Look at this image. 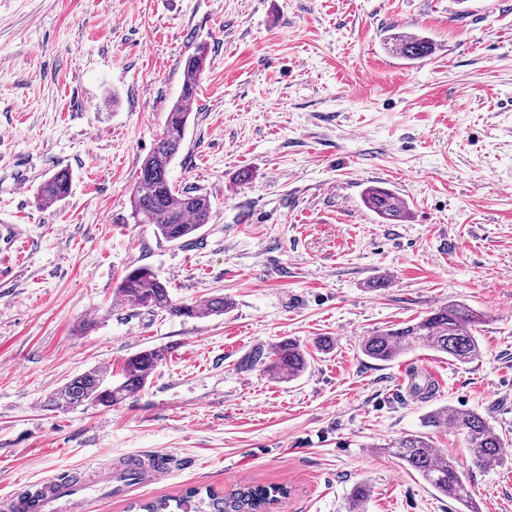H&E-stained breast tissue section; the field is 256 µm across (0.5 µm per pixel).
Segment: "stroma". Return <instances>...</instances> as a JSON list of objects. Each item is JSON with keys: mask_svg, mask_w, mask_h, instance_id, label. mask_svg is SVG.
Returning a JSON list of instances; mask_svg holds the SVG:
<instances>
[{"mask_svg": "<svg viewBox=\"0 0 512 512\" xmlns=\"http://www.w3.org/2000/svg\"><path fill=\"white\" fill-rule=\"evenodd\" d=\"M399 32L435 54L400 58L386 42ZM200 47L170 177L208 195L213 218L174 244L133 223L129 197ZM61 168L72 191L43 208L38 187ZM369 185L403 198L407 220L379 222ZM138 266L174 301L232 306L134 308L117 288ZM451 301L484 315L478 360L362 354L363 336ZM287 338L310 354L302 376L241 369ZM157 347L168 358L122 403L48 407L74 376L120 381ZM416 370L432 398L414 395ZM439 406L488 414L502 465L470 470L453 431L431 443L468 471L481 512H512V0H0V501L95 460L164 454L170 476L96 512L248 484L287 488L274 512H346L361 481L367 512H455L385 451Z\"/></svg>", "mask_w": 512, "mask_h": 512, "instance_id": "obj_1", "label": "stroma"}]
</instances>
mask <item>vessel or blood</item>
<instances>
[{"label": "vessel or blood", "mask_w": 512, "mask_h": 512, "mask_svg": "<svg viewBox=\"0 0 512 512\" xmlns=\"http://www.w3.org/2000/svg\"><path fill=\"white\" fill-rule=\"evenodd\" d=\"M169 463V458L162 455L130 459V467L138 473V480L133 484L122 481L120 473L109 467L95 468L85 477L56 473L14 494L9 509L10 512H91L95 504L113 494H127L166 477Z\"/></svg>", "instance_id": "1"}]
</instances>
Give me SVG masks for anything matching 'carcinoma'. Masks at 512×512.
<instances>
[{
    "label": "carcinoma",
    "mask_w": 512,
    "mask_h": 512,
    "mask_svg": "<svg viewBox=\"0 0 512 512\" xmlns=\"http://www.w3.org/2000/svg\"><path fill=\"white\" fill-rule=\"evenodd\" d=\"M390 49L401 58L416 62L431 56L435 46L419 34L393 33L388 37ZM206 53L200 49L184 63V82L180 97L169 109L163 134L140 166V176L129 198L130 215L137 224H152L157 234L170 243L190 240L204 225L210 223L213 205L209 196L190 189L178 190L169 180L170 166L181 149L189 126L190 103L194 100L197 82L205 69ZM71 175L61 168L50 175L38 188L42 205L53 206L70 193ZM363 205L385 224H397L407 215V207L396 192L379 186L363 190ZM121 299L131 306L151 311H164L177 318H202L222 314L230 308L228 299L210 296L202 302H175L167 285L145 266L129 271L118 288ZM483 315L462 304L448 303L416 322L398 329L377 330L362 338V353L375 361L391 362L406 346L421 343L428 349L444 354L460 364H469L482 355L476 336ZM168 354L164 349H145L127 359L123 379L114 384L109 371L96 367L73 377L49 399L56 409L84 405L112 406L145 387L151 371ZM309 364L304 350L294 341L282 340L268 351H257L250 366L262 367L272 379L294 380ZM412 391L422 399L433 397L435 384L426 375L415 374ZM424 427L431 430H453L464 436L471 466L490 469L503 462L504 440L490 424L488 416L477 411L457 413L447 407L434 408L423 417ZM386 451L408 470L415 472L423 483L459 505L460 512H479L476 508L466 474L456 459L436 452L426 432L407 434L389 444ZM287 493L283 488L249 485L229 492L212 488L189 487L178 496H163L143 505L144 512H266L278 497ZM371 488L366 482L357 483L351 492L348 512H364Z\"/></svg>",
    "instance_id": "cac0c4a2"
}]
</instances>
